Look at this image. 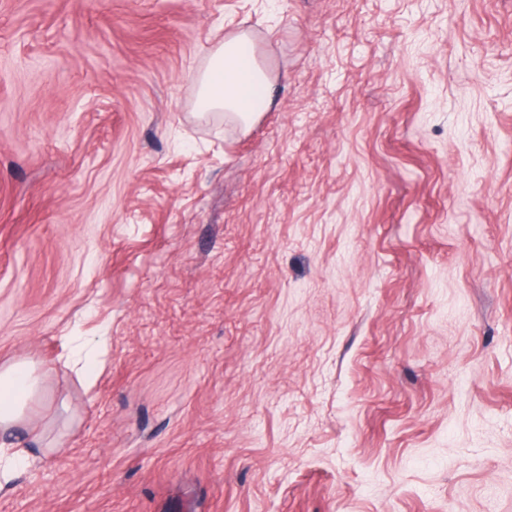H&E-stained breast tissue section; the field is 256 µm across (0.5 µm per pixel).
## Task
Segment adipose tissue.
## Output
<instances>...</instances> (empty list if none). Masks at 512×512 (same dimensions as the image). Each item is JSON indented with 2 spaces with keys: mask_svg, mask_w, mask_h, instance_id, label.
Wrapping results in <instances>:
<instances>
[{
  "mask_svg": "<svg viewBox=\"0 0 512 512\" xmlns=\"http://www.w3.org/2000/svg\"><path fill=\"white\" fill-rule=\"evenodd\" d=\"M248 38L239 32L215 47L210 64L198 76L199 99L209 110L247 131L275 98V76L257 59H243L240 46ZM40 379L33 363L0 366V428L17 425L26 403L38 391Z\"/></svg>",
  "mask_w": 512,
  "mask_h": 512,
  "instance_id": "adipose-tissue-1",
  "label": "adipose tissue"
}]
</instances>
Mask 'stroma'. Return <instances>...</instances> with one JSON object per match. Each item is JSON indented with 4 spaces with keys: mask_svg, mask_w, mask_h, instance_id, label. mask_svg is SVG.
Returning <instances> with one entry per match:
<instances>
[{
    "mask_svg": "<svg viewBox=\"0 0 512 512\" xmlns=\"http://www.w3.org/2000/svg\"><path fill=\"white\" fill-rule=\"evenodd\" d=\"M19 361L0 512H512V0H0ZM245 32L224 37L214 48L210 64L198 76L199 99L207 110L224 111V119L247 132L274 102L276 76L254 56L245 61L241 44ZM39 376L33 363L0 366V428L9 429L23 417L26 403L38 391ZM28 453L24 450L14 448H0V459L4 461L3 478L5 483L8 482L10 476L24 468L28 463Z\"/></svg>",
    "mask_w": 512,
    "mask_h": 512,
    "instance_id": "obj_1",
    "label": "stroma"
}]
</instances>
